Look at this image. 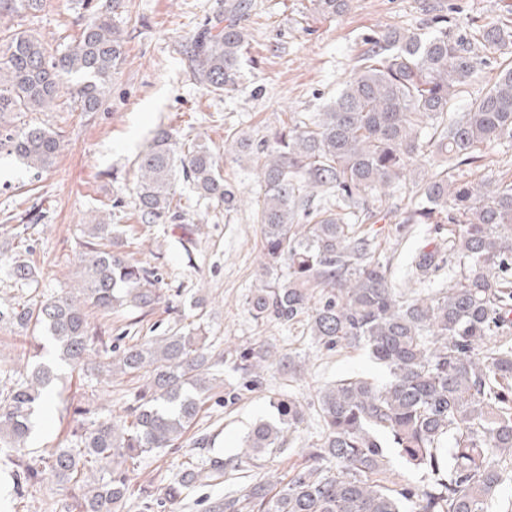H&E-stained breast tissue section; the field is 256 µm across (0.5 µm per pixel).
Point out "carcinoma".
Masks as SVG:
<instances>
[{
  "instance_id": "cac0c4a2",
  "label": "carcinoma",
  "mask_w": 512,
  "mask_h": 512,
  "mask_svg": "<svg viewBox=\"0 0 512 512\" xmlns=\"http://www.w3.org/2000/svg\"><path fill=\"white\" fill-rule=\"evenodd\" d=\"M324 17L346 12L350 0H312ZM123 0L83 28L75 46L52 53L36 36L12 32L0 44V153L38 172L59 151L50 129L12 125L18 112H43L59 97L63 78L81 74L72 91L84 112L97 111L125 58L112 17ZM44 0H0V20L42 10ZM244 0H224L210 27L193 40V76L210 91H232L249 44L241 24ZM360 72L336 100L308 122L296 120L272 140L239 136L228 150L260 155L259 222L266 270L286 269L278 286L247 298L252 317L291 326L306 321L314 342L328 350L362 346L389 372L378 384L354 375L320 389L303 406L272 397L270 419L245 436L244 458L288 451V435L312 409L321 439L306 448V465L278 491L257 482L248 494H227L209 512H489L512 464V175L492 172L472 182L448 180V170L472 164L493 144H512V60L499 64L492 85L455 111L456 99L489 55L512 44V26L493 24L474 35H429L386 28L371 40ZM433 158L422 175L414 162ZM135 197L144 224H163L182 208L177 179L224 208L236 207L217 162L204 143L155 133L136 161ZM410 180L416 200L398 234L426 225V239L406 264L405 285H425L412 296L397 289L389 262L375 256L359 230V201L380 198ZM317 190L312 223L299 212ZM84 284L35 303L0 302V323L46 333L60 361L83 368L103 337L91 334L86 308L127 305L144 313L160 294L146 269L120 251V235L103 220L88 228ZM9 275L22 284L35 270L16 255ZM241 370L257 378L276 367L295 375L298 356L270 345L240 355ZM210 356L192 333L157 336L112 356V373L145 381L131 421L105 418L75 443L28 456L31 416L48 402L54 374L41 363L0 378V453L32 492L42 476L81 491L72 512H117L132 495L130 472L145 455L171 448L196 420L211 389ZM421 474V485L388 479L389 451ZM229 464L214 456L168 487L171 500L195 484L224 482ZM412 508H406L407 504Z\"/></svg>"
}]
</instances>
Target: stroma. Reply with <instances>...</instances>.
<instances>
[{"mask_svg":"<svg viewBox=\"0 0 512 512\" xmlns=\"http://www.w3.org/2000/svg\"><path fill=\"white\" fill-rule=\"evenodd\" d=\"M223 0H125L115 16L124 37L125 60L112 80L101 108L83 112L70 90L80 83L69 76L55 106L25 112L21 121L44 124L60 136L54 165L33 174L14 157L0 156V224L23 226L20 243L0 242L6 253L27 248L37 271L35 285L20 286L0 264V298L34 295L48 298L82 281L88 226L108 216L121 234L127 257L149 268L160 280V302L149 313L131 307L92 311L91 331L125 346L175 330L202 327L215 364L213 388L195 423L178 447L142 459L131 473L134 487L162 498L176 473L207 457L239 452L241 438L258 420L270 417L269 399L285 394L308 403L320 388L351 375L383 381L387 369L361 347L326 350L316 345L305 325L291 327L254 321L247 306L252 289L277 280L265 273L258 224V158H236L225 146L241 135L271 139L292 120H309L356 76L368 41L388 27L432 32L438 18L461 33L503 22L512 25V0H352L342 15L325 18L312 0H246L242 19L249 33L238 86L221 95L196 82L188 57ZM91 15L81 0H46L36 15L0 22V30H28L50 49L74 46ZM178 140L203 141L216 156L225 184L239 204L230 211L204 199L189 182L176 187L183 208L164 224L138 221L133 193L135 160L159 128ZM413 197L411 185L383 197L379 217L365 221L373 250L389 261L395 283L404 281L409 253L422 245V231L398 236ZM269 344L300 356L299 376L270 369L246 385L234 362L241 351ZM53 367V403L48 416L34 414L29 439L33 454L67 446L73 428L95 418L126 417L141 380L109 370L111 358H96L100 376L88 377L63 364L43 336L25 335L0 323V372L25 369L33 357ZM319 424L307 416L277 457L246 459L224 486H193L180 502L151 512H206L225 489L250 483L288 481L303 466L304 448L316 442ZM26 485L11 468L0 466V512H68V488L44 480L41 490L25 496Z\"/></svg>","mask_w":512,"mask_h":512,"instance_id":"obj_1","label":"stroma"}]
</instances>
